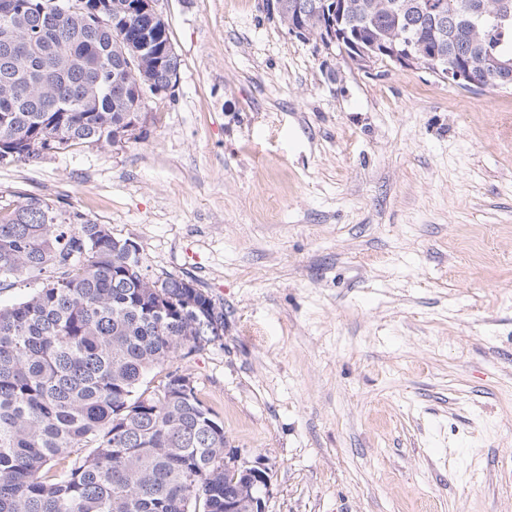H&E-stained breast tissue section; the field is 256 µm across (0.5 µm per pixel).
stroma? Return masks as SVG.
Wrapping results in <instances>:
<instances>
[{
  "mask_svg": "<svg viewBox=\"0 0 512 512\" xmlns=\"http://www.w3.org/2000/svg\"><path fill=\"white\" fill-rule=\"evenodd\" d=\"M180 66L115 146L0 166L193 279L180 365L267 512H512V90L363 71L262 0H157Z\"/></svg>",
  "mask_w": 512,
  "mask_h": 512,
  "instance_id": "1",
  "label": "stroma"
}]
</instances>
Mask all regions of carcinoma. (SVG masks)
<instances>
[{
	"instance_id": "cac0c4a2",
	"label": "carcinoma",
	"mask_w": 512,
	"mask_h": 512,
	"mask_svg": "<svg viewBox=\"0 0 512 512\" xmlns=\"http://www.w3.org/2000/svg\"><path fill=\"white\" fill-rule=\"evenodd\" d=\"M18 33L0 31V157L5 164L112 144L135 103L128 59L153 60L166 89L178 58L161 15L127 13L130 0H87L123 25L68 12L69 0H19ZM302 35L322 36L321 0H281ZM345 0L336 30L345 55L387 59L397 32L420 64L469 70L495 87L487 62L512 57V0ZM52 277L0 307V512H250L244 477L224 469V422L190 375L156 368L224 336V305L193 280L153 278L138 245L76 209L29 197L0 213V287Z\"/></svg>"
}]
</instances>
